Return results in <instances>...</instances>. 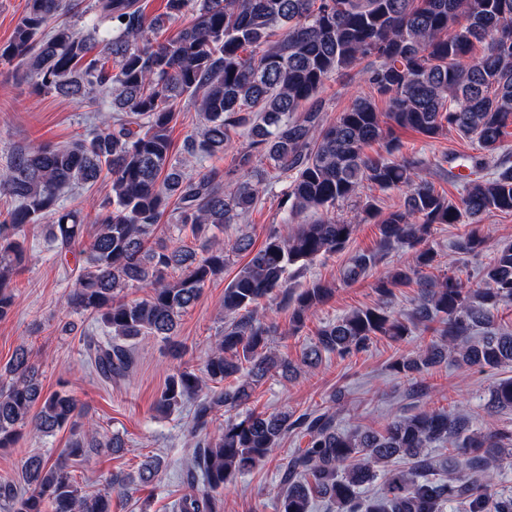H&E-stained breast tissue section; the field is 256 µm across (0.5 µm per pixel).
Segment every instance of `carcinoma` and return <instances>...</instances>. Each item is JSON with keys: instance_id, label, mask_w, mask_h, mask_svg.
Here are the masks:
<instances>
[{"instance_id": "1", "label": "carcinoma", "mask_w": 512, "mask_h": 512, "mask_svg": "<svg viewBox=\"0 0 512 512\" xmlns=\"http://www.w3.org/2000/svg\"><path fill=\"white\" fill-rule=\"evenodd\" d=\"M71 13L83 18V28L61 20ZM188 14L190 24L174 38L151 39ZM0 62L15 65L41 93L92 103L109 98L118 113L102 115V128L69 145L19 150L0 173V194L16 202L0 221V319L13 306V277L26 266L21 232L47 219L49 250L60 259L78 257L66 305L102 330L85 339L86 363L100 380H120L129 376L132 345L143 336L179 355L173 337L180 318L224 274L229 256L246 258L224 288L229 321L203 368L176 369L157 400L164 412L193 401L194 470L173 512H224V488L264 465L290 431L306 446L279 465L278 512H313L318 499L336 512H444L450 503L465 512H512V493L492 488L512 468V430L485 429L426 406L380 431L341 432L327 409L298 416L248 410L219 421L223 409L248 404L268 377H295L317 366L324 352L352 357L378 336L400 343L417 327L430 334V344L395 356L390 369L418 389L417 377L452 353L462 366L512 365V329L495 327L498 307L512 302V243L491 245L481 227L488 214L512 213V153L504 144L512 125V0H166V12L153 18L137 0H95L85 11L78 0H27L11 40L0 46ZM357 67L387 98V110L379 111L372 96L358 97L325 123L320 89ZM183 100L202 124L175 161L170 131ZM389 121L428 139L453 131L477 143L480 155L464 157L469 173L455 175L464 187L459 199L420 177V159L397 158L389 146L384 156L365 153L385 138ZM241 128L247 140L238 166L251 177L228 189L223 172L200 162L224 153ZM256 158L268 169H257ZM271 171L289 180L281 199L289 217L322 216L282 225L259 248L248 236L217 239L213 229L236 223L268 190ZM103 173L111 191L92 202L97 215L89 236L83 210L65 205L62 191ZM367 185L397 189L403 199L385 215L372 199L363 205L366 217L378 218L381 247L415 251L413 264L376 277L375 292L384 299L414 285L418 303L405 319L383 303L355 310L323 326L295 363L271 351L277 327L259 316L260 301L283 294L297 330L332 296L322 281L288 293V269L346 247L355 225L336 217V205ZM173 198L176 225L204 239L202 253L155 239ZM436 224L470 225L458 240L460 254L493 253L478 287L455 274L429 273L439 267L429 245ZM376 264V254L355 252L341 280L354 284ZM129 286L145 297L125 300ZM479 329L486 334L474 335ZM4 374L0 449L14 447L27 427L42 437L70 431L57 456L24 460L25 487L0 481L8 512H112V493L146 487L162 469L160 457L144 454L136 474H115L104 492H86L71 463L100 448L118 453L123 437L107 438L95 422L83 421L68 391L44 393L27 349L15 350ZM236 376L241 381L227 390L210 387ZM486 406L490 413L512 408V377L495 383ZM436 443L453 447L446 479L437 477L428 452ZM375 483L378 490L366 494Z\"/></svg>"}]
</instances>
